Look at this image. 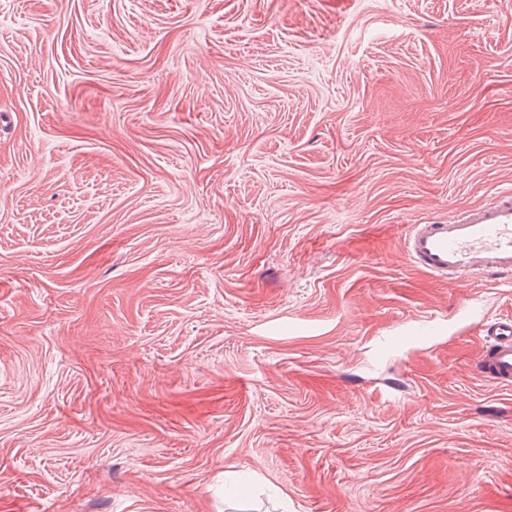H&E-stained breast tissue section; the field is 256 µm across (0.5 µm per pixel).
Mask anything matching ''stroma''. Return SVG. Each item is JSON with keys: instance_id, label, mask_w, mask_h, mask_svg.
I'll list each match as a JSON object with an SVG mask.
<instances>
[{"instance_id": "stroma-1", "label": "stroma", "mask_w": 512, "mask_h": 512, "mask_svg": "<svg viewBox=\"0 0 512 512\" xmlns=\"http://www.w3.org/2000/svg\"><path fill=\"white\" fill-rule=\"evenodd\" d=\"M508 183L501 0H0V512H512ZM407 258L427 272L468 281L512 279V184L496 189L488 202L455 214L448 223L411 226ZM482 373L493 382L512 386V318L488 321L483 317ZM442 324L432 320H420L417 325L405 331L400 336H384L381 347L386 353H397L406 338H415L421 341L432 339L441 329Z\"/></svg>"}]
</instances>
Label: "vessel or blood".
<instances>
[{
	"label": "vessel or blood",
	"mask_w": 512,
	"mask_h": 512,
	"mask_svg": "<svg viewBox=\"0 0 512 512\" xmlns=\"http://www.w3.org/2000/svg\"><path fill=\"white\" fill-rule=\"evenodd\" d=\"M405 251L410 262L438 277L511 280L512 184L496 189L488 202L458 212L448 222L412 225ZM441 328V323L422 320L405 336L382 337L381 347L395 353L404 338L426 341ZM483 333V374L497 384L512 386V318L484 321Z\"/></svg>",
	"instance_id": "vessel-or-blood-1"
}]
</instances>
